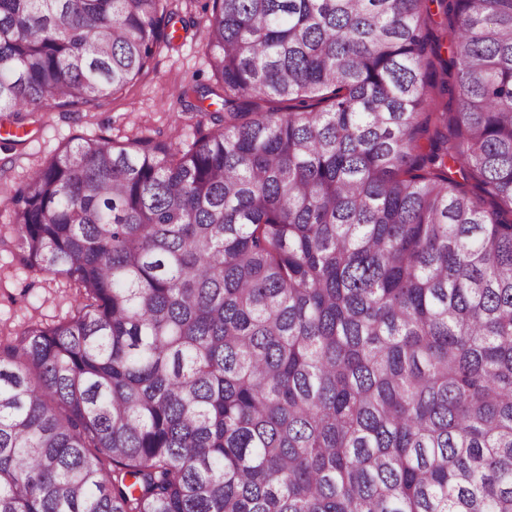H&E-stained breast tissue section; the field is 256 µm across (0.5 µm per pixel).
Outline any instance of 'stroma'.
I'll return each mask as SVG.
<instances>
[{
    "label": "stroma",
    "mask_w": 512,
    "mask_h": 512,
    "mask_svg": "<svg viewBox=\"0 0 512 512\" xmlns=\"http://www.w3.org/2000/svg\"><path fill=\"white\" fill-rule=\"evenodd\" d=\"M205 0H174L178 36L148 70L102 107L90 112L45 108L14 120L0 112V130L22 127V137H0V339L12 340L32 324H57L75 306V292L60 276L23 266L9 216L19 184L81 136L118 142L145 135L167 141L191 135L197 116L180 98L184 86L212 82L206 51Z\"/></svg>",
    "instance_id": "1"
}]
</instances>
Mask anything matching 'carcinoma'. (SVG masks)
<instances>
[{
	"label": "carcinoma",
	"instance_id": "cac0c4a2",
	"mask_svg": "<svg viewBox=\"0 0 512 512\" xmlns=\"http://www.w3.org/2000/svg\"><path fill=\"white\" fill-rule=\"evenodd\" d=\"M171 2L0 0V112L101 107ZM210 2L191 143L10 199L77 305L0 346V512H512V0Z\"/></svg>",
	"mask_w": 512,
	"mask_h": 512
}]
</instances>
